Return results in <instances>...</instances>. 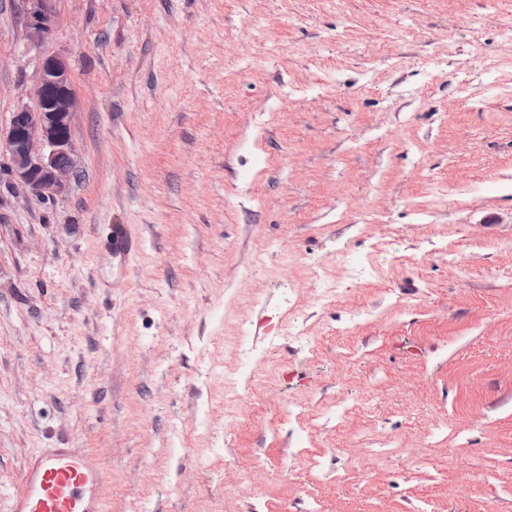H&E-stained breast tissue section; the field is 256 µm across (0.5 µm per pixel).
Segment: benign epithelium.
<instances>
[{
	"label": "benign epithelium",
	"instance_id": "benign-epithelium-1",
	"mask_svg": "<svg viewBox=\"0 0 512 512\" xmlns=\"http://www.w3.org/2000/svg\"><path fill=\"white\" fill-rule=\"evenodd\" d=\"M25 2L28 37L33 43L42 44L51 32L49 0ZM76 109L66 57H45L34 104L16 108L7 131L0 136V150L9 157L15 181L31 195L54 199L67 193L75 182L71 119Z\"/></svg>",
	"mask_w": 512,
	"mask_h": 512
}]
</instances>
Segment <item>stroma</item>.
Wrapping results in <instances>:
<instances>
[{
  "mask_svg": "<svg viewBox=\"0 0 512 512\" xmlns=\"http://www.w3.org/2000/svg\"><path fill=\"white\" fill-rule=\"evenodd\" d=\"M50 6L0 0V130L46 55L78 101L66 194L0 153V512L40 448L107 512H512V0ZM27 3L25 27L29 39L35 44L44 43L51 32L49 0H24Z\"/></svg>",
  "mask_w": 512,
  "mask_h": 512,
  "instance_id": "stroma-1",
  "label": "stroma"
}]
</instances>
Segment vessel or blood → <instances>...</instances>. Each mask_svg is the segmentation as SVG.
I'll use <instances>...</instances> for the list:
<instances>
[{"label":"vessel or blood","instance_id":"obj_1","mask_svg":"<svg viewBox=\"0 0 512 512\" xmlns=\"http://www.w3.org/2000/svg\"><path fill=\"white\" fill-rule=\"evenodd\" d=\"M105 482L93 450L41 448L29 456L7 512H104Z\"/></svg>","mask_w":512,"mask_h":512}]
</instances>
